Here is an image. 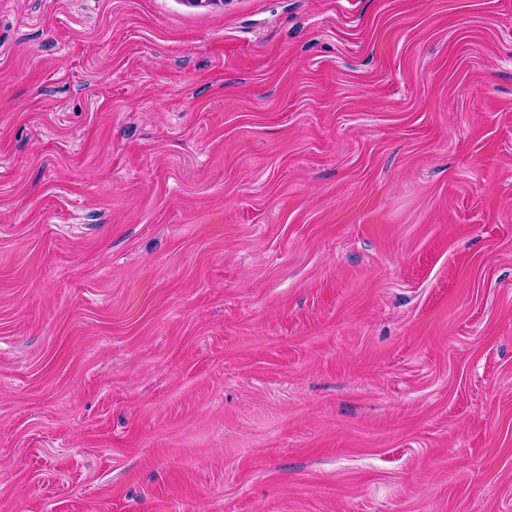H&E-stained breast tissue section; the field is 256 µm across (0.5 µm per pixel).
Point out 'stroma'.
Masks as SVG:
<instances>
[{"label": "stroma", "mask_w": 512, "mask_h": 512, "mask_svg": "<svg viewBox=\"0 0 512 512\" xmlns=\"http://www.w3.org/2000/svg\"><path fill=\"white\" fill-rule=\"evenodd\" d=\"M0 512H512V0H0Z\"/></svg>", "instance_id": "35a3bbf8"}]
</instances>
